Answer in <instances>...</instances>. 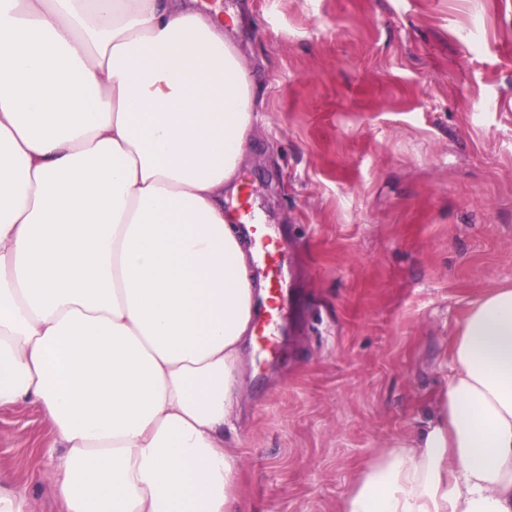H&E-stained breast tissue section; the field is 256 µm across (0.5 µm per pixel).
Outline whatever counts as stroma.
<instances>
[{"label": "stroma", "mask_w": 512, "mask_h": 512, "mask_svg": "<svg viewBox=\"0 0 512 512\" xmlns=\"http://www.w3.org/2000/svg\"><path fill=\"white\" fill-rule=\"evenodd\" d=\"M254 88L238 182L282 247L272 349L242 355L224 425L244 512H337L429 423L471 305L512 287V0H198ZM32 405L0 408V469L60 512Z\"/></svg>", "instance_id": "obj_1"}]
</instances>
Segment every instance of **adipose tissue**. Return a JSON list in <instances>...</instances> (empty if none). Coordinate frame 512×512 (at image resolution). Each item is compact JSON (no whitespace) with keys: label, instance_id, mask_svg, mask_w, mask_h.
<instances>
[{"label":"adipose tissue","instance_id":"ef3b65f1","mask_svg":"<svg viewBox=\"0 0 512 512\" xmlns=\"http://www.w3.org/2000/svg\"><path fill=\"white\" fill-rule=\"evenodd\" d=\"M252 97L192 0H0V408L51 422L63 512H241L256 290L224 193ZM450 355L432 421L339 512H512L511 288Z\"/></svg>","mask_w":512,"mask_h":512}]
</instances>
